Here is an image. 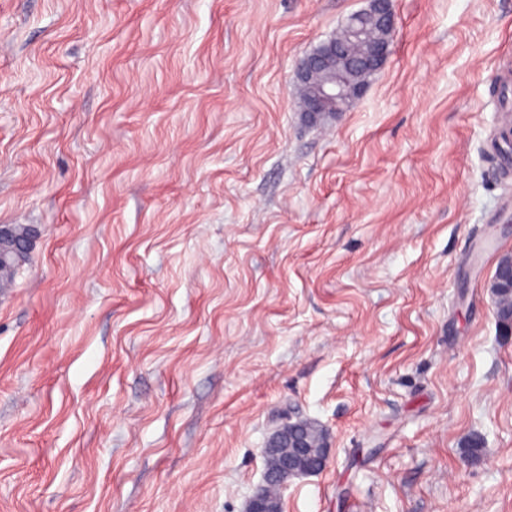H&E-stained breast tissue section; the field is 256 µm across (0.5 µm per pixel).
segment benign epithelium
<instances>
[{
    "label": "benign epithelium",
    "instance_id": "obj_1",
    "mask_svg": "<svg viewBox=\"0 0 512 512\" xmlns=\"http://www.w3.org/2000/svg\"><path fill=\"white\" fill-rule=\"evenodd\" d=\"M393 0H370L369 8L356 12L348 18L345 30L357 40L368 38L370 30H377L382 37L368 43L363 57L348 58L345 46L335 40L320 44L312 54L304 57L296 71L299 84L312 83L307 105L302 109L305 116L315 120L325 113L340 114L357 97L363 81L351 79L354 71L372 73L386 63L395 33ZM14 238L12 225H0V266L8 259ZM299 423L289 422L275 431L269 438L265 454L277 458L275 468L266 470L265 483L278 482L286 486L288 481L301 476L319 473L326 468L328 448L314 450L307 446L298 432ZM293 452L283 453L281 449ZM247 512H282L281 499L270 500L266 490H257L249 499Z\"/></svg>",
    "mask_w": 512,
    "mask_h": 512
}]
</instances>
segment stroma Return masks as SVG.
Returning a JSON list of instances; mask_svg holds the SVG:
<instances>
[{"instance_id":"1","label":"stroma","mask_w":512,"mask_h":512,"mask_svg":"<svg viewBox=\"0 0 512 512\" xmlns=\"http://www.w3.org/2000/svg\"><path fill=\"white\" fill-rule=\"evenodd\" d=\"M367 4L0 0V512H245L290 419L329 460L284 512H512V0H394L309 122ZM368 9L351 15L344 26L349 36L357 40L368 38L370 30H377L382 37L368 43L363 57L348 58L345 46L336 40L320 44L312 54L300 62L296 71V80L300 85L312 83L311 94L306 107L301 110L310 120L325 113L339 115L346 112L350 102L357 97L364 81H353L354 71L372 73L386 63L395 33V12L392 0H370ZM325 73L326 77L318 79ZM13 224L0 225V266L4 265L8 259V251H11V242L14 238ZM29 252L21 257L10 259L9 262L0 268V290L10 288L13 284L15 274L22 262L28 257Z\"/></svg>"}]
</instances>
